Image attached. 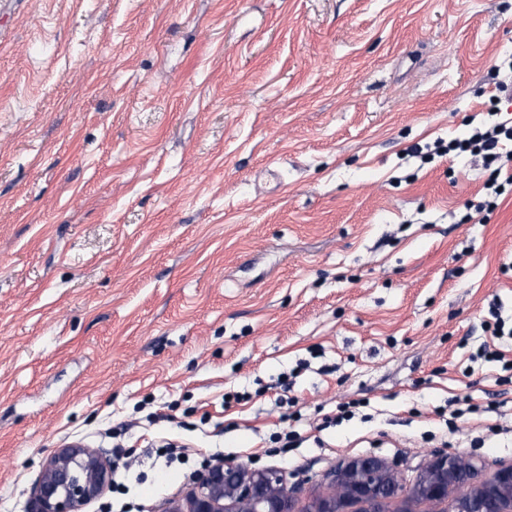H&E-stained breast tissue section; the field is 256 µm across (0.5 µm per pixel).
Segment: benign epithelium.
Listing matches in <instances>:
<instances>
[{
  "mask_svg": "<svg viewBox=\"0 0 512 512\" xmlns=\"http://www.w3.org/2000/svg\"><path fill=\"white\" fill-rule=\"evenodd\" d=\"M112 484V460L98 448L74 442L46 456L31 496L33 512H87ZM188 510L177 503L168 512H297L298 492L278 469H253L218 461L192 479ZM399 512L412 505L444 504L446 512H512V464L486 471L471 458L437 454L406 483L384 460L351 458L330 471L305 512Z\"/></svg>",
  "mask_w": 512,
  "mask_h": 512,
  "instance_id": "1",
  "label": "benign epithelium"
}]
</instances>
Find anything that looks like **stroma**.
<instances>
[{"mask_svg": "<svg viewBox=\"0 0 512 512\" xmlns=\"http://www.w3.org/2000/svg\"><path fill=\"white\" fill-rule=\"evenodd\" d=\"M509 59L512 0H0V512L123 423L144 463L88 512H163L218 452L307 491L361 455L512 463L438 415L512 424V373L471 359L512 320V192L479 209L481 158L407 154L512 118Z\"/></svg>", "mask_w": 512, "mask_h": 512, "instance_id": "35a3bbf8", "label": "stroma"}]
</instances>
